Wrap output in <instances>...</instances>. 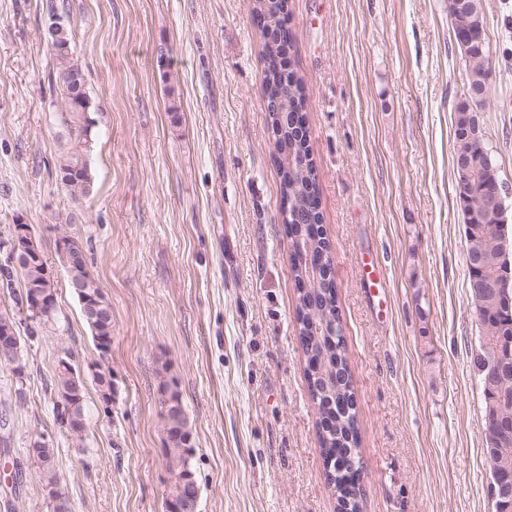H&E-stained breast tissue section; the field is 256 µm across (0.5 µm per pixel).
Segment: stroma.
<instances>
[{"instance_id":"35a3bbf8","label":"stroma","mask_w":512,"mask_h":512,"mask_svg":"<svg viewBox=\"0 0 512 512\" xmlns=\"http://www.w3.org/2000/svg\"><path fill=\"white\" fill-rule=\"evenodd\" d=\"M48 3L0 0V240L30 225L57 307L23 340L24 376L0 366V512L17 473L20 512H47L28 456L43 433L72 512H164L167 382L192 429L198 512H336L298 345L255 0H65L96 121L95 185L77 201L54 168ZM483 4L496 67L485 142L512 192V0ZM289 9L356 391L362 512H495L455 197L465 75L451 19L443 0ZM63 230L112 303V405L86 378L79 442L56 420L58 350L81 368L97 351L55 253Z\"/></svg>"}]
</instances>
